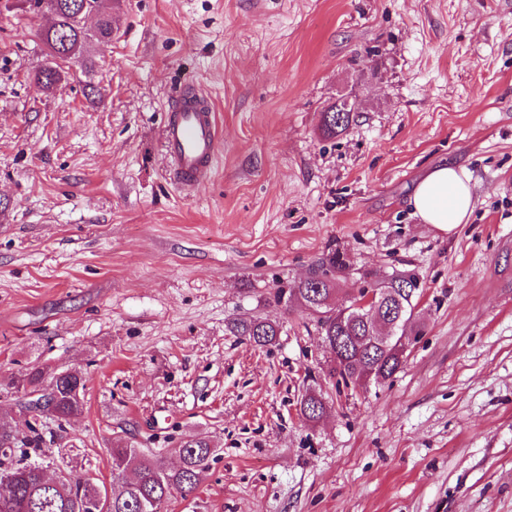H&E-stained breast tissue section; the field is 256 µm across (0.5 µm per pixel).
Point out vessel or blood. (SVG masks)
Returning a JSON list of instances; mask_svg holds the SVG:
<instances>
[{
    "label": "vessel or blood",
    "instance_id": "vessel-or-blood-1",
    "mask_svg": "<svg viewBox=\"0 0 512 512\" xmlns=\"http://www.w3.org/2000/svg\"><path fill=\"white\" fill-rule=\"evenodd\" d=\"M168 112L164 140L173 179L182 188L197 187L208 178L219 150L215 117L196 96L180 93L172 98Z\"/></svg>",
    "mask_w": 512,
    "mask_h": 512
}]
</instances>
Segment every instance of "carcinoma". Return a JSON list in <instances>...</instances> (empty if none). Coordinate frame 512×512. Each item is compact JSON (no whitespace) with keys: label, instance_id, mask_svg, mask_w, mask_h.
Instances as JSON below:
<instances>
[{"label":"carcinoma","instance_id":"carcinoma-1","mask_svg":"<svg viewBox=\"0 0 512 512\" xmlns=\"http://www.w3.org/2000/svg\"><path fill=\"white\" fill-rule=\"evenodd\" d=\"M37 10L53 15L52 24L42 32L49 49L56 51L61 62L34 74L31 84L38 91H48L62 79L63 67L78 59L90 41L107 43L112 39V16L99 10V0H31ZM94 13L97 23L88 33L81 14ZM333 104L321 113L320 129L334 137L354 120L352 112L336 111ZM349 268L344 256L331 250L319 258L308 275L291 288H279L278 303L298 304L316 319L324 344L332 355L329 374L337 383L362 386L392 377L403 362L404 351L394 343L381 345L373 341L370 313L387 319L389 312H401L399 325L415 324L416 297L419 285L411 277L377 278L366 288L374 301L357 308V299L336 306L329 299L336 294L337 279ZM228 328L248 342L264 347L273 344L279 334L276 322L267 318L240 315L231 319ZM17 402L32 414V421L20 431L0 430V512H83L86 498L95 492L85 475L67 464L62 468L68 478L55 481L45 473L47 423L62 430L84 408L86 379L72 369L38 368L19 377L14 383ZM300 413L308 420H318L326 411V402L314 387L303 396ZM181 463L168 465L150 456L122 437L112 440L110 448V507L107 512H161L159 506L173 492L189 493L204 480L209 470L213 448L205 439L182 443L177 449Z\"/></svg>","mask_w":512,"mask_h":512}]
</instances>
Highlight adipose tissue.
Instances as JSON below:
<instances>
[{
  "instance_id": "adipose-tissue-1",
  "label": "adipose tissue",
  "mask_w": 512,
  "mask_h": 512,
  "mask_svg": "<svg viewBox=\"0 0 512 512\" xmlns=\"http://www.w3.org/2000/svg\"><path fill=\"white\" fill-rule=\"evenodd\" d=\"M410 204L422 223L452 231L472 209L469 179L466 173L448 165L434 168L418 183Z\"/></svg>"
}]
</instances>
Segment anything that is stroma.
<instances>
[{"label":"stroma","instance_id":"1","mask_svg":"<svg viewBox=\"0 0 512 512\" xmlns=\"http://www.w3.org/2000/svg\"><path fill=\"white\" fill-rule=\"evenodd\" d=\"M102 7L111 43L44 92L51 15L0 10V424L23 420L19 374L69 367L84 409L55 445L83 472L109 479L116 436L169 461L213 445L163 512H512V0ZM186 84L220 131L190 192L164 141ZM344 97L358 117L324 138ZM442 163L474 195L448 233L408 204ZM331 249L337 300L365 272L419 282L421 336L388 380L337 384L313 316L274 299ZM243 314L275 344L231 333ZM345 103H335L326 112H321L320 129L324 135L335 137L346 130L354 120V112H335L336 107L343 106ZM228 328L255 346L273 344L279 334V326L267 318L240 315L231 319ZM300 402V413L308 420H318L325 413L327 407L324 397L316 388L310 386Z\"/></svg>","mask_w":512,"mask_h":512}]
</instances>
